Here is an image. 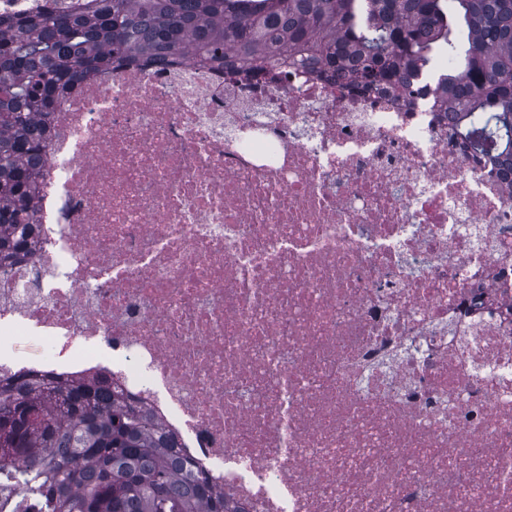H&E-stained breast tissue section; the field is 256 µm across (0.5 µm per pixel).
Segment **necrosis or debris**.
<instances>
[{
  "instance_id": "obj_1",
  "label": "necrosis or debris",
  "mask_w": 512,
  "mask_h": 512,
  "mask_svg": "<svg viewBox=\"0 0 512 512\" xmlns=\"http://www.w3.org/2000/svg\"><path fill=\"white\" fill-rule=\"evenodd\" d=\"M412 88L155 60L67 94L0 376L107 372L239 512H512V175Z\"/></svg>"
}]
</instances>
